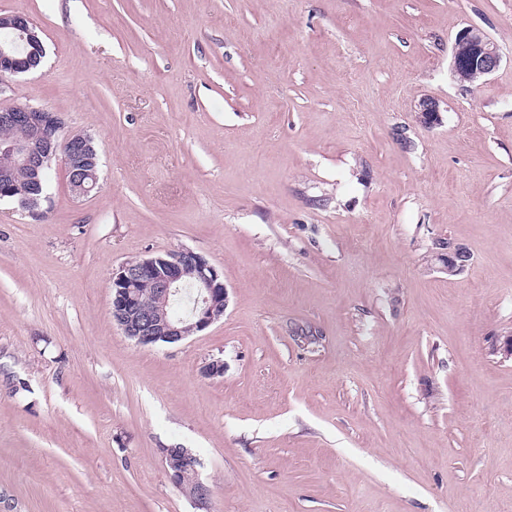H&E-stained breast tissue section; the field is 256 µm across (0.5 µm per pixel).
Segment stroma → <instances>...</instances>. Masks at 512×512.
<instances>
[{
	"label": "stroma",
	"mask_w": 512,
	"mask_h": 512,
	"mask_svg": "<svg viewBox=\"0 0 512 512\" xmlns=\"http://www.w3.org/2000/svg\"><path fill=\"white\" fill-rule=\"evenodd\" d=\"M11 13L46 56L0 108L92 136L100 180L74 197L58 155L38 213L0 202V512H199L166 448L197 455L209 512H512V0ZM470 25L503 56L482 83L452 72ZM183 249L223 272L224 315L137 345L112 272ZM440 244L448 243V246L438 248L436 259L442 264L444 271L455 275L462 271L470 261V255L464 247L449 241H440Z\"/></svg>",
	"instance_id": "35a3bbf8"
}]
</instances>
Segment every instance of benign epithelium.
Segmentation results:
<instances>
[{"label":"benign epithelium","instance_id":"7a95c632","mask_svg":"<svg viewBox=\"0 0 512 512\" xmlns=\"http://www.w3.org/2000/svg\"><path fill=\"white\" fill-rule=\"evenodd\" d=\"M46 50L40 29L24 13L0 15V81L30 73L42 65ZM497 45L480 29L467 27L459 32L452 45V72L464 82L472 77L485 79L501 65ZM420 122L433 127L442 122L437 103L424 99L419 104ZM0 126L23 131L21 138L0 141V199L14 195V176L18 169L31 175L29 190L17 202L35 212L45 200L43 180L51 159L62 151L68 172L69 187L76 197L93 191L99 182V164L93 139L72 133L63 141L52 138L60 132L57 113L34 105L0 108ZM442 269L450 275L462 271L470 261L464 247L453 242L436 254ZM154 288L155 304H141L138 288L144 284ZM194 294L193 304L185 316L169 314L173 297L182 289ZM228 293L224 274L199 254L181 250L166 255L128 262L112 272V321L124 336L139 345L177 343L203 331L224 316ZM163 458L170 480L184 489L200 508L206 506L210 488L201 481L198 457L188 448H165ZM195 477L183 484L187 472Z\"/></svg>","mask_w":512,"mask_h":512}]
</instances>
